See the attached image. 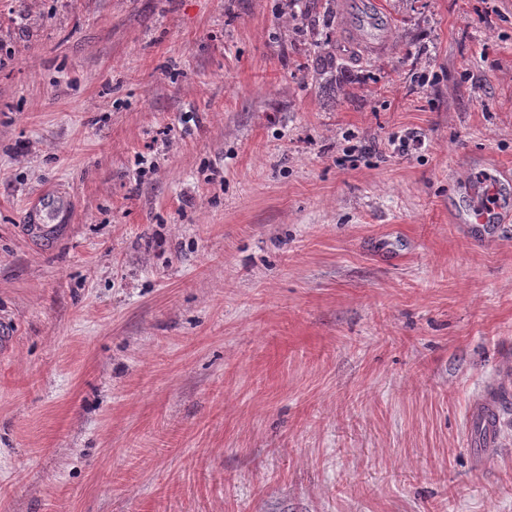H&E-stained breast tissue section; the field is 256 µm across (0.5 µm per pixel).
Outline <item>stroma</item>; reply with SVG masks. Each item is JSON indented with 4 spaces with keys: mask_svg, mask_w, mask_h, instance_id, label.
<instances>
[{
    "mask_svg": "<svg viewBox=\"0 0 512 512\" xmlns=\"http://www.w3.org/2000/svg\"><path fill=\"white\" fill-rule=\"evenodd\" d=\"M350 2L0 0V512H512V0ZM498 186L486 181L476 182L469 191V224L489 223L497 208Z\"/></svg>",
    "mask_w": 512,
    "mask_h": 512,
    "instance_id": "35a3bbf8",
    "label": "stroma"
}]
</instances>
